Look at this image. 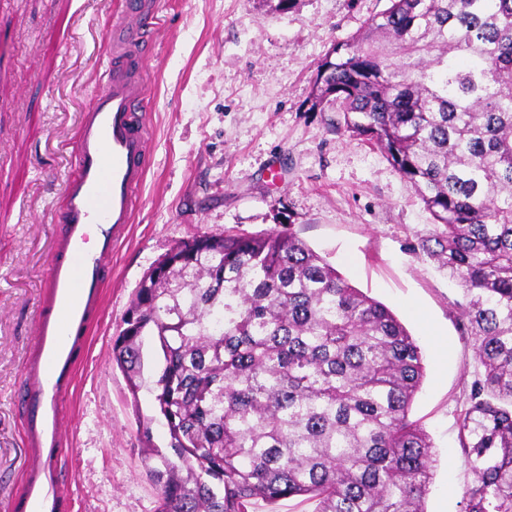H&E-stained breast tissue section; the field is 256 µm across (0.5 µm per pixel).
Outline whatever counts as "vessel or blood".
<instances>
[{"instance_id": "1", "label": "vessel or blood", "mask_w": 512, "mask_h": 512, "mask_svg": "<svg viewBox=\"0 0 512 512\" xmlns=\"http://www.w3.org/2000/svg\"><path fill=\"white\" fill-rule=\"evenodd\" d=\"M154 0H125L112 46L107 88L84 110L76 164L67 177L61 230L40 300L34 346L22 376L19 414L29 466L18 512H69L62 489V395L74 385L80 350L98 311L112 250L130 224L149 167L143 75L135 60L148 37L141 16Z\"/></svg>"}]
</instances>
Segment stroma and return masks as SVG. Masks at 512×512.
Here are the masks:
<instances>
[{
	"label": "stroma",
	"mask_w": 512,
	"mask_h": 512,
	"mask_svg": "<svg viewBox=\"0 0 512 512\" xmlns=\"http://www.w3.org/2000/svg\"><path fill=\"white\" fill-rule=\"evenodd\" d=\"M124 0H0V512L26 466L17 401L80 114L102 91L104 41ZM144 54L151 166L112 253L103 311L68 411L74 512H156L139 422L168 449L152 396H131L112 342L144 276L202 233L289 231L383 302L420 346L410 417L436 459L426 512H463L473 481L459 419L478 364L458 323L463 292L421 246L439 235L414 189L365 138L313 104L317 67L388 0H157ZM425 310L430 324L408 314Z\"/></svg>",
	"instance_id": "obj_1"
}]
</instances>
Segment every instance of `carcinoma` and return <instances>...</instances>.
Masks as SVG:
<instances>
[{
	"label": "carcinoma",
	"mask_w": 512,
	"mask_h": 512,
	"mask_svg": "<svg viewBox=\"0 0 512 512\" xmlns=\"http://www.w3.org/2000/svg\"><path fill=\"white\" fill-rule=\"evenodd\" d=\"M315 105L365 137L444 227L482 371L459 423L464 512H512V0H389L318 66ZM172 288H139L112 345L170 452L145 448L157 512H425L434 452L409 412L420 347L293 233L203 234ZM163 367L145 379L142 337ZM316 504L313 500L304 497L285 498L275 504L258 501L249 509V512H314Z\"/></svg>",
	"instance_id": "carcinoma-1"
}]
</instances>
